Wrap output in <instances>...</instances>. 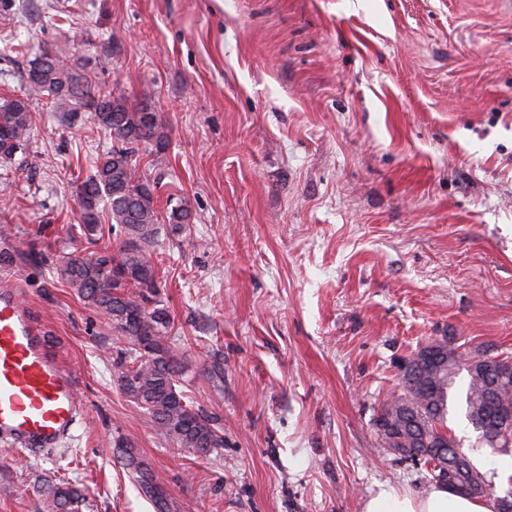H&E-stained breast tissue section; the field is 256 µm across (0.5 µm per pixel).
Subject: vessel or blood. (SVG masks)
I'll list each match as a JSON object with an SVG mask.
<instances>
[{
	"instance_id": "1",
	"label": "vessel or blood",
	"mask_w": 512,
	"mask_h": 512,
	"mask_svg": "<svg viewBox=\"0 0 512 512\" xmlns=\"http://www.w3.org/2000/svg\"><path fill=\"white\" fill-rule=\"evenodd\" d=\"M85 413L75 372L12 287L0 288V442L38 453L59 447Z\"/></svg>"
}]
</instances>
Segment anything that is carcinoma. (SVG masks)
I'll return each mask as SVG.
<instances>
[{
    "label": "carcinoma",
    "mask_w": 512,
    "mask_h": 512,
    "mask_svg": "<svg viewBox=\"0 0 512 512\" xmlns=\"http://www.w3.org/2000/svg\"><path fill=\"white\" fill-rule=\"evenodd\" d=\"M27 94L0 98V162L25 154L32 130L30 97L45 95L53 108L76 119L89 114L112 139V148L94 161L92 172L77 187L79 198L95 205L82 208L81 237L99 241L106 219L115 245L86 256L74 251L64 257L60 275L68 286L111 327L124 344L114 364L122 391L142 409L155 428L180 448L206 455L224 447L221 418L186 400L178 390L182 364L170 341L171 318L159 298L160 282L152 260L162 225L177 235L191 223V210L179 204L161 215L157 187L140 167V153L161 154L165 136L157 114L146 120L148 105L133 107L120 90L93 92L79 71L75 49L60 42L29 63ZM441 367L422 366L400 378L399 388L386 394L374 417L373 429L381 447L399 458L426 467L448 490L474 498L495 495L493 481L462 451L446 425L451 389L458 375H468L464 394L465 417L478 433V443L512 454V359L487 350L463 351L453 337ZM116 448L129 476L156 512H169L166 495L158 494L152 470L133 449L119 440ZM80 498L77 488L55 487L46 497L45 512H68Z\"/></svg>",
    "instance_id": "cac0c4a2"
}]
</instances>
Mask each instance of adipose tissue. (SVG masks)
Segmentation results:
<instances>
[{
  "mask_svg": "<svg viewBox=\"0 0 512 512\" xmlns=\"http://www.w3.org/2000/svg\"><path fill=\"white\" fill-rule=\"evenodd\" d=\"M362 512H494V508L490 501L463 496L442 485L414 495L383 483L364 500Z\"/></svg>",
  "mask_w": 512,
  "mask_h": 512,
  "instance_id": "ef3b65f1",
  "label": "adipose tissue"
}]
</instances>
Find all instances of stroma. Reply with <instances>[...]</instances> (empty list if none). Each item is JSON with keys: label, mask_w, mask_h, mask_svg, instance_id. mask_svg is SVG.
Instances as JSON below:
<instances>
[{"label": "stroma", "mask_w": 512, "mask_h": 512, "mask_svg": "<svg viewBox=\"0 0 512 512\" xmlns=\"http://www.w3.org/2000/svg\"><path fill=\"white\" fill-rule=\"evenodd\" d=\"M0 97L74 42L95 88L148 102L167 136L144 158L161 234V298L180 387L224 418L201 456L158 434L112 377L121 345L69 288L91 254L76 187L111 139L33 97L25 157L0 167V284L21 288L86 412L41 454L0 446V512H155L112 456L123 437L170 512H361L387 482L429 484L376 444L398 362L433 340L512 355V6L505 0H0ZM108 57V69L98 60ZM150 99H143V92ZM223 378L210 376L213 361ZM481 472L495 459L450 406ZM80 495L73 486L59 485L46 497L44 509L46 512H69L68 508L78 501Z\"/></svg>", "instance_id": "stroma-1"}]
</instances>
